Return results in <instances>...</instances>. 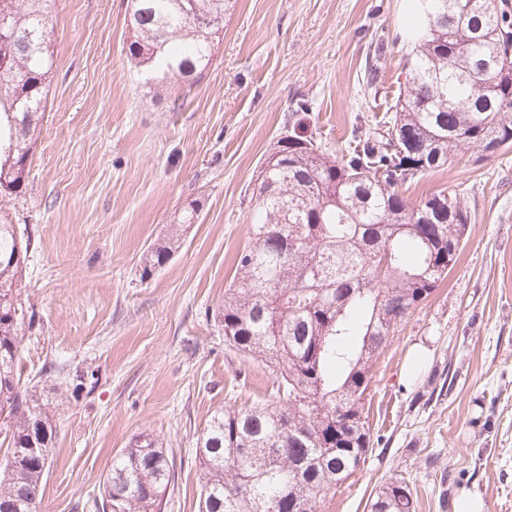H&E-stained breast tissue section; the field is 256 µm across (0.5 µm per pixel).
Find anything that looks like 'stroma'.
<instances>
[{"label": "stroma", "instance_id": "1", "mask_svg": "<svg viewBox=\"0 0 512 512\" xmlns=\"http://www.w3.org/2000/svg\"><path fill=\"white\" fill-rule=\"evenodd\" d=\"M413 11V0H230L215 61L186 94L129 64L126 0H55L45 123L25 186L0 197L31 236L21 299L36 325L21 377L37 379L56 427L38 512H90L113 457L142 433L174 463L162 512H198L207 421L272 392L269 370L228 347L213 318L248 242L246 188L295 122L333 155L352 129L376 127L405 82ZM446 188L471 213L461 255L376 362L371 448L320 512H369L394 474L416 512L467 497L512 512V148L480 161L457 151L403 193ZM194 199L199 217L183 223ZM174 233L181 248L142 278L149 248Z\"/></svg>", "mask_w": 512, "mask_h": 512}]
</instances>
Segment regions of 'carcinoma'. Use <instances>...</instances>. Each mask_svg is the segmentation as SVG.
Listing matches in <instances>:
<instances>
[{
  "label": "carcinoma",
  "mask_w": 512,
  "mask_h": 512,
  "mask_svg": "<svg viewBox=\"0 0 512 512\" xmlns=\"http://www.w3.org/2000/svg\"><path fill=\"white\" fill-rule=\"evenodd\" d=\"M52 0H0V195L19 191L41 133L49 86ZM225 0H128L126 55L166 89L208 73ZM415 46L395 111L377 132L353 130L341 156L313 137L278 141L282 157L255 181L249 244L237 282L214 317L231 347L274 375L272 398L213 412L197 438L199 512H319L371 445L366 391L406 317L453 268L471 215L455 191L409 202L401 188L451 153L512 145V12L495 0H418ZM30 242L0 220V512H37L55 428L37 393L21 385L19 339L35 328L17 289ZM181 247L155 244L142 276ZM42 449L30 455L28 448ZM174 469L163 443L136 436L106 474L95 512H161ZM370 512H415L405 478L392 476Z\"/></svg>",
  "instance_id": "cac0c4a2"
}]
</instances>
